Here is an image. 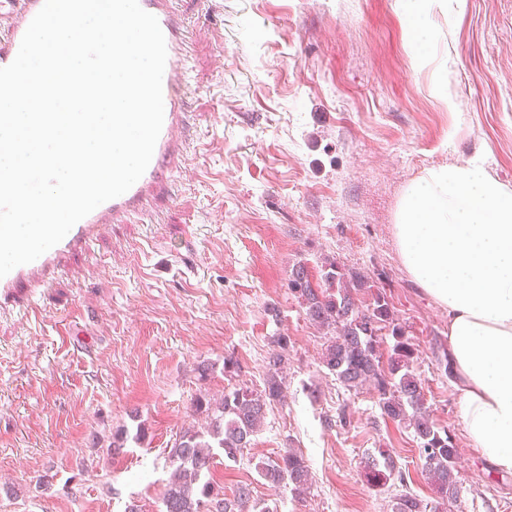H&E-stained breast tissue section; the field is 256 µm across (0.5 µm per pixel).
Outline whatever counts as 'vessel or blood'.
Wrapping results in <instances>:
<instances>
[{
	"instance_id": "b4317fda",
	"label": "vessel or blood",
	"mask_w": 512,
	"mask_h": 512,
	"mask_svg": "<svg viewBox=\"0 0 512 512\" xmlns=\"http://www.w3.org/2000/svg\"><path fill=\"white\" fill-rule=\"evenodd\" d=\"M43 4L44 0H0V67L13 62L26 29ZM139 4L157 18L167 48L162 81L164 120L150 164L127 192L99 205L57 245L0 277V311L31 309L36 297L68 266L71 257L88 251L108 225L148 215L158 199L171 196V176L186 166L187 133L194 124L187 109L190 51L186 26L173 10L171 0H139Z\"/></svg>"
}]
</instances>
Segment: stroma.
<instances>
[{
  "mask_svg": "<svg viewBox=\"0 0 512 512\" xmlns=\"http://www.w3.org/2000/svg\"><path fill=\"white\" fill-rule=\"evenodd\" d=\"M430 24L418 55L412 7ZM196 33L188 174L132 224H112L39 295L0 315V512H163L168 450L191 408L237 383L262 387L288 339L286 397L213 480L249 485L271 512H392L400 489L428 505L412 430L372 391L322 367L325 333L288 289L293 265L325 259L368 274L419 349L414 372L459 448L454 512H512V474L469 443L445 370L448 315L408 275L393 224L427 169L485 160L512 190V0H179ZM448 82L440 84V68ZM233 354L240 372L224 375ZM208 361L200 377L196 367ZM348 409L349 423L339 412ZM127 432L124 452L108 447ZM303 453L306 494L258 463ZM390 449L404 486L374 488L360 463ZM51 487L38 488L39 476Z\"/></svg>",
  "mask_w": 512,
  "mask_h": 512,
  "instance_id": "obj_1",
  "label": "stroma"
}]
</instances>
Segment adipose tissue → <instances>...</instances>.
Here are the masks:
<instances>
[{
	"instance_id": "adipose-tissue-1",
	"label": "adipose tissue",
	"mask_w": 512,
	"mask_h": 512,
	"mask_svg": "<svg viewBox=\"0 0 512 512\" xmlns=\"http://www.w3.org/2000/svg\"><path fill=\"white\" fill-rule=\"evenodd\" d=\"M394 232L408 274L448 314L465 431L512 473V191L477 159L429 170L407 186Z\"/></svg>"
}]
</instances>
